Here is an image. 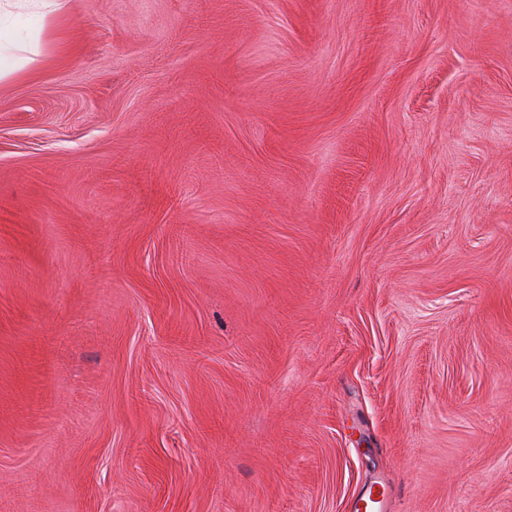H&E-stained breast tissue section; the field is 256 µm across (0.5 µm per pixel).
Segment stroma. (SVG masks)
<instances>
[{
	"mask_svg": "<svg viewBox=\"0 0 512 512\" xmlns=\"http://www.w3.org/2000/svg\"><path fill=\"white\" fill-rule=\"evenodd\" d=\"M512 512V0H62L0 81V512Z\"/></svg>",
	"mask_w": 512,
	"mask_h": 512,
	"instance_id": "1",
	"label": "stroma"
}]
</instances>
